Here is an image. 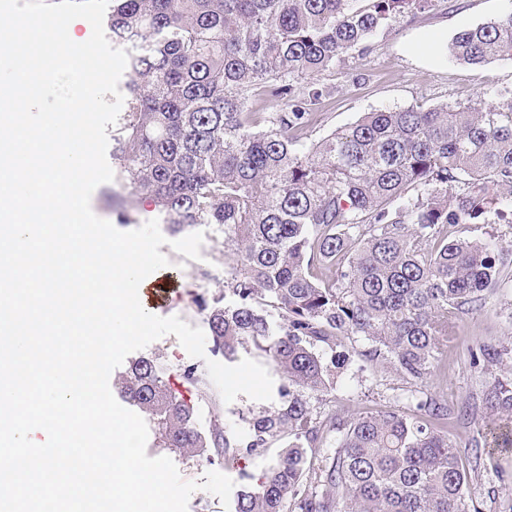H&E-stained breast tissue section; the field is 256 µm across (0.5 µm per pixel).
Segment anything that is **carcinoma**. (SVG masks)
I'll return each mask as SVG.
<instances>
[{"instance_id":"1","label":"carcinoma","mask_w":512,"mask_h":512,"mask_svg":"<svg viewBox=\"0 0 512 512\" xmlns=\"http://www.w3.org/2000/svg\"><path fill=\"white\" fill-rule=\"evenodd\" d=\"M429 2L112 0L105 32L130 69L117 179L152 199L170 235L224 233V293L195 303L226 361L249 348L283 379L279 406L252 414L244 439L198 431L152 359L116 383L161 448L214 452L233 469L288 438L257 481L239 474L228 512H468L448 405L422 383L512 262L493 234L447 232L512 216V88L366 112L319 140L294 89ZM449 52L475 67L512 59V12L459 30ZM342 336L368 342L366 360L394 369L419 413L317 412L312 399L350 360L336 353ZM483 403L488 447L512 449V383L494 380Z\"/></svg>"}]
</instances>
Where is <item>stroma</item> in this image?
<instances>
[{
	"label": "stroma",
	"mask_w": 512,
	"mask_h": 512,
	"mask_svg": "<svg viewBox=\"0 0 512 512\" xmlns=\"http://www.w3.org/2000/svg\"><path fill=\"white\" fill-rule=\"evenodd\" d=\"M512 12V0H433L425 11L407 14L379 31L370 48L355 54L335 70L300 81L295 87L298 98H306L310 89H322L316 104L323 120L313 128L319 139L332 130L356 121L362 113L386 108L420 105L430 108L445 102L466 103L479 92L512 85V59L495 60L476 68L455 60L448 52L452 36L462 27L491 21ZM116 182L98 186L91 197V208L121 231L139 228L156 218L154 203L139 196L130 219H122L117 207L108 203V192H120ZM169 260L167 266L149 275V282L166 280L168 293L164 301L153 306L161 317L177 316L191 327H205L194 303L196 295H219L224 289V237L206 233L200 248L201 260L188 259L170 246L160 248ZM351 348L350 362L338 376L333 389L319 397L316 405L322 411L343 417L365 411L396 409L413 412L416 404L408 397L407 386L391 368L364 360L367 342L354 338L344 342ZM496 348V362L474 365L470 353L479 348ZM157 364L165 384L183 382L188 367H203L205 359L214 358L206 349L205 359L191 357L176 336L166 335L141 351ZM443 366L427 378L425 390L448 401V435L457 443L463 458L472 461L467 504L470 512H512V482H501L500 473L512 475V452L486 454L475 458L472 448L481 440L486 424L481 398L492 378L512 382V272L498 288L484 292L479 306L462 316L455 343L441 354ZM183 399L193 405L196 424L201 432L213 425L243 434L248 411L262 410L260 402L238 396L224 403L218 389L209 398H200L195 388H188ZM148 456H170L183 480L203 481L210 471H223L224 461L218 456L200 458L189 453H164L147 443Z\"/></svg>",
	"instance_id": "stroma-1"
}]
</instances>
